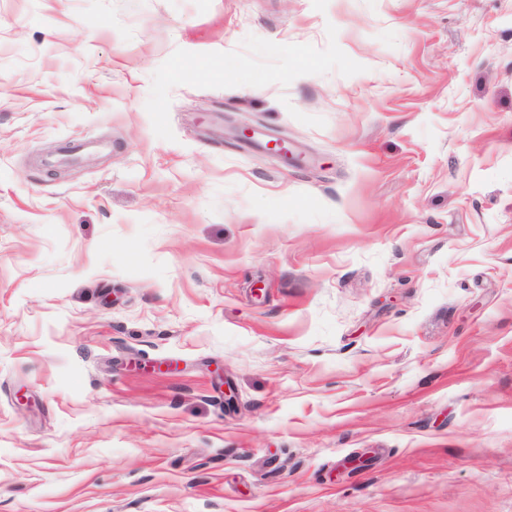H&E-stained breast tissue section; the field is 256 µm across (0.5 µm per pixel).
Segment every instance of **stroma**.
Returning <instances> with one entry per match:
<instances>
[{
	"mask_svg": "<svg viewBox=\"0 0 512 512\" xmlns=\"http://www.w3.org/2000/svg\"><path fill=\"white\" fill-rule=\"evenodd\" d=\"M0 512H512V0H0Z\"/></svg>",
	"mask_w": 512,
	"mask_h": 512,
	"instance_id": "1",
	"label": "stroma"
}]
</instances>
